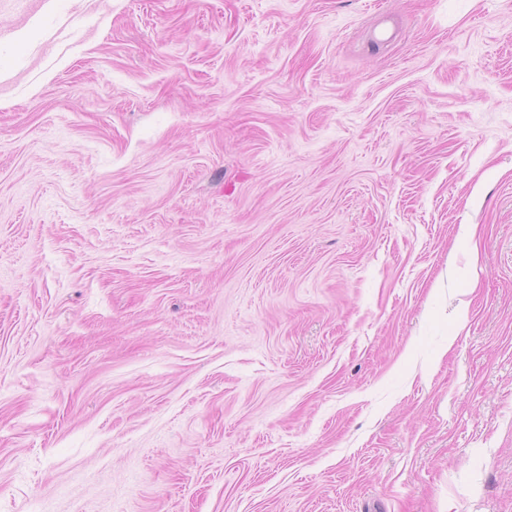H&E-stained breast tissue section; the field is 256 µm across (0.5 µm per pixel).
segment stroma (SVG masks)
Instances as JSON below:
<instances>
[{
    "mask_svg": "<svg viewBox=\"0 0 512 512\" xmlns=\"http://www.w3.org/2000/svg\"><path fill=\"white\" fill-rule=\"evenodd\" d=\"M0 512H512V0H0Z\"/></svg>",
    "mask_w": 512,
    "mask_h": 512,
    "instance_id": "stroma-1",
    "label": "stroma"
}]
</instances>
